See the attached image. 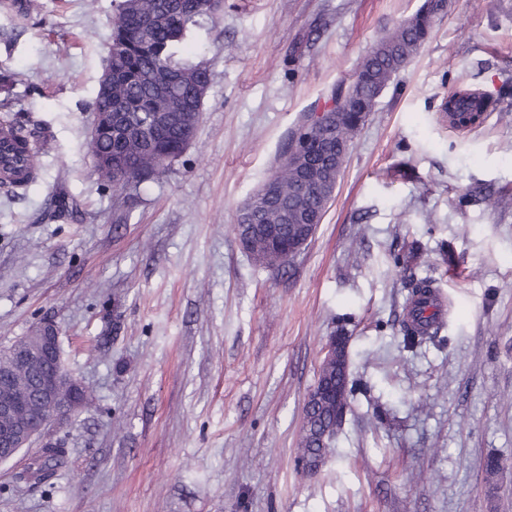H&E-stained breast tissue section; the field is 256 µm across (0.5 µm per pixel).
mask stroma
Here are the masks:
<instances>
[{"instance_id": "35a3bbf8", "label": "stroma", "mask_w": 512, "mask_h": 512, "mask_svg": "<svg viewBox=\"0 0 512 512\" xmlns=\"http://www.w3.org/2000/svg\"><path fill=\"white\" fill-rule=\"evenodd\" d=\"M39 2L0 0V121L40 144L35 180L0 187V348L53 319L90 398L47 431L49 483L18 479L40 445L0 464V512H512V0H448L283 273L244 252L239 208L424 0H224L188 40L213 72L196 138L128 201L88 149L113 0ZM455 89L490 96L480 127L443 119ZM412 276L438 282L443 343L403 345ZM337 333L369 390L310 474L303 405ZM51 448H56V451H52L48 456L45 457L43 462L41 463L40 469H37V472H40L41 475L36 476L33 481H31L30 477L25 478L23 475L21 476L24 480L30 482V485H42L47 483L57 472L59 468H61L65 464V458L63 451L61 448H57V443L52 442L51 440H46L43 442L41 447V452L34 459L32 458L28 463V469L30 464L32 465V471L36 466V463L42 458L46 453L50 451ZM36 460V461H35Z\"/></svg>"}]
</instances>
